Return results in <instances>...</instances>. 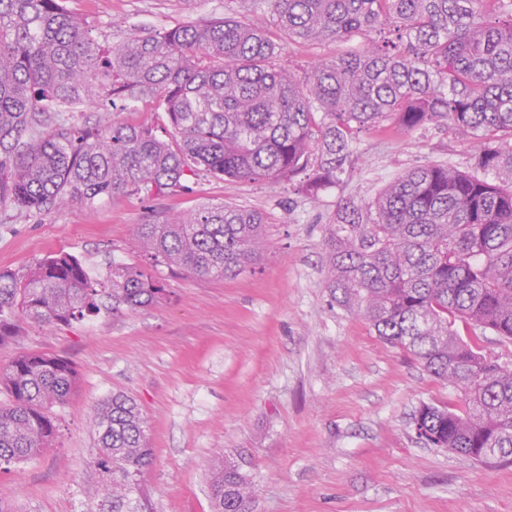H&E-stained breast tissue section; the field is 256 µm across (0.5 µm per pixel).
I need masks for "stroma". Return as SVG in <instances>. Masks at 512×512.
Wrapping results in <instances>:
<instances>
[{"instance_id":"stroma-1","label":"stroma","mask_w":512,"mask_h":512,"mask_svg":"<svg viewBox=\"0 0 512 512\" xmlns=\"http://www.w3.org/2000/svg\"><path fill=\"white\" fill-rule=\"evenodd\" d=\"M102 46L149 31L238 16L270 28L265 0H68ZM360 39L284 43V65L303 71L355 51ZM464 137L441 127L387 122L359 134L352 172L307 195L285 181L191 180L186 191L119 195L37 216L0 206V270L66 252L94 273L144 263L134 239L145 213L205 202L259 212L265 248L233 278L165 275L167 297L68 326L22 324L0 345V365L23 351L56 354L78 385L53 407L52 448L0 472L14 512H107L95 466L94 414L112 393L133 397L148 421L155 460L141 478L145 512H213L215 465H238L254 488L252 512H512V464H481L417 439L421 403L459 393L339 306L327 286L324 241L340 201L374 199L424 164L474 172Z\"/></svg>"}]
</instances>
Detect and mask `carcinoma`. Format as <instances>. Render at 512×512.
I'll use <instances>...</instances> for the list:
<instances>
[{"label":"carcinoma","mask_w":512,"mask_h":512,"mask_svg":"<svg viewBox=\"0 0 512 512\" xmlns=\"http://www.w3.org/2000/svg\"><path fill=\"white\" fill-rule=\"evenodd\" d=\"M66 0H0V205L44 215L120 193L306 175L310 193L344 182L356 134L393 121L409 131L446 121L475 152L478 173L426 164L372 201L339 206L325 239L327 287L384 342L439 381L459 407L422 403L418 438L478 462H512V364L454 329L458 321L512 341V0H265L281 38L364 39L299 76L269 31L225 18L132 37L104 49ZM390 24L397 41L369 33ZM149 97L170 140L112 118ZM109 101L104 124L63 112ZM264 219L229 203L189 213L151 210L135 237L151 266L196 277L255 268ZM167 296L136 265L92 275L70 253L0 272V344L19 321L70 325ZM78 381L65 357L23 352L0 367V470L51 448L50 414ZM112 512H139V479L154 461L147 420L122 393L94 418ZM215 512H251L253 487L223 463L210 483Z\"/></svg>","instance_id":"carcinoma-1"}]
</instances>
